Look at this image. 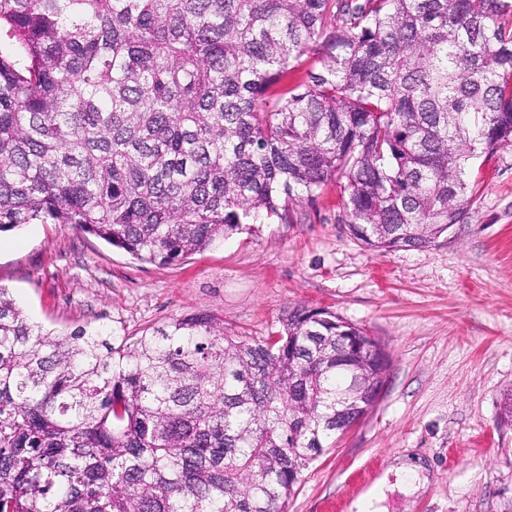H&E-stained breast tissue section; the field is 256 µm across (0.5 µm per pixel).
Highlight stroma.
I'll list each match as a JSON object with an SVG mask.
<instances>
[{"mask_svg":"<svg viewBox=\"0 0 512 512\" xmlns=\"http://www.w3.org/2000/svg\"><path fill=\"white\" fill-rule=\"evenodd\" d=\"M465 223L425 248L378 253L347 232L344 185L288 222L220 238L170 265L138 262L70 224L0 236V286L31 322L138 336L189 313L264 336L288 306L325 309L378 339L375 406L305 470L287 512H512V145L475 162ZM421 464L416 483L398 472Z\"/></svg>","mask_w":512,"mask_h":512,"instance_id":"stroma-1","label":"stroma"}]
</instances>
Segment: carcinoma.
I'll return each instance as SVG.
<instances>
[{
	"label": "carcinoma",
	"mask_w": 512,
	"mask_h": 512,
	"mask_svg": "<svg viewBox=\"0 0 512 512\" xmlns=\"http://www.w3.org/2000/svg\"><path fill=\"white\" fill-rule=\"evenodd\" d=\"M0 30V234L172 264L341 177L351 237L427 247L512 143V0H0ZM280 323L57 334L0 287V512H286L386 367L327 310Z\"/></svg>",
	"instance_id": "cac0c4a2"
}]
</instances>
